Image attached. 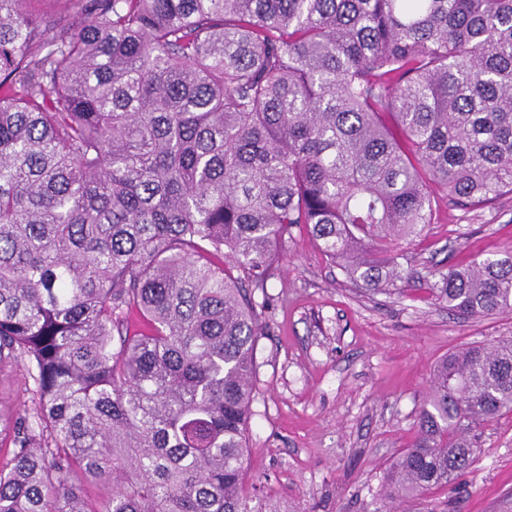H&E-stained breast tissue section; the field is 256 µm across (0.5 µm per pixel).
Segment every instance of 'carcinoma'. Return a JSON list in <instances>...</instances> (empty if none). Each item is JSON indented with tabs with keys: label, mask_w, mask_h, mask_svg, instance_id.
I'll list each match as a JSON object with an SVG mask.
<instances>
[{
	"label": "carcinoma",
	"mask_w": 512,
	"mask_h": 512,
	"mask_svg": "<svg viewBox=\"0 0 512 512\" xmlns=\"http://www.w3.org/2000/svg\"><path fill=\"white\" fill-rule=\"evenodd\" d=\"M29 2L0 0V375L28 394L0 512H277L246 487L249 288L296 228L386 291L436 201L512 194V0H67L53 34ZM431 291L511 315L512 254ZM507 414L512 339L448 354L389 510Z\"/></svg>",
	"instance_id": "1"
}]
</instances>
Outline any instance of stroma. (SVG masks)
Returning <instances> with one entry per match:
<instances>
[{
    "label": "stroma",
    "instance_id": "1",
    "mask_svg": "<svg viewBox=\"0 0 512 512\" xmlns=\"http://www.w3.org/2000/svg\"><path fill=\"white\" fill-rule=\"evenodd\" d=\"M403 247L414 278L405 291L374 293L298 232L254 293L263 334L245 467L279 512H377L434 366L460 346L512 337V315L455 316L426 288L449 260L512 251V194L476 208L438 202L422 237ZM476 433L478 460L457 489L401 512H512V415Z\"/></svg>",
    "mask_w": 512,
    "mask_h": 512
}]
</instances>
